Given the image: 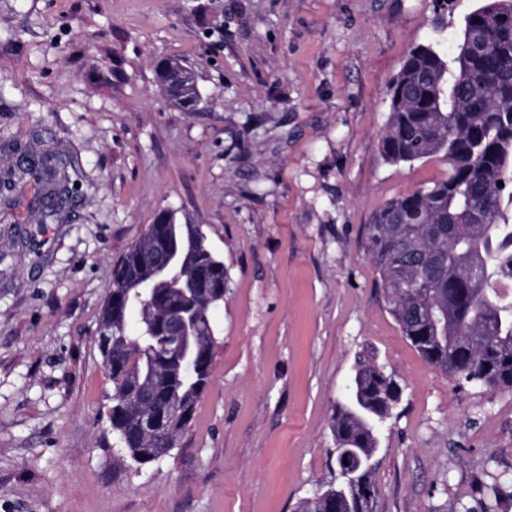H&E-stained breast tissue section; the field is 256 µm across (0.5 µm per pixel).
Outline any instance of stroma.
Wrapping results in <instances>:
<instances>
[{
  "instance_id": "stroma-1",
  "label": "stroma",
  "mask_w": 512,
  "mask_h": 512,
  "mask_svg": "<svg viewBox=\"0 0 512 512\" xmlns=\"http://www.w3.org/2000/svg\"><path fill=\"white\" fill-rule=\"evenodd\" d=\"M479 4L0 0V181L12 142L79 174L44 224L36 183L0 194V512H294L336 478L333 406L360 357L402 390L375 512H512V391L428 363L365 248L376 211L448 173L383 159L388 87ZM164 57L194 70L197 111L161 89ZM164 210L201 225L229 289L193 420L140 465L93 336L113 267Z\"/></svg>"
}]
</instances>
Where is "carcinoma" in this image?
Segmentation results:
<instances>
[{"label":"carcinoma","instance_id":"1","mask_svg":"<svg viewBox=\"0 0 512 512\" xmlns=\"http://www.w3.org/2000/svg\"><path fill=\"white\" fill-rule=\"evenodd\" d=\"M389 120L381 153L391 164L441 156L446 179L386 203L366 228L388 310L403 336L445 374L489 388L512 390V0H483L464 19L452 55L434 41L409 51L389 89ZM41 183L39 223L59 218L73 181L62 156L26 146L8 183ZM170 264L156 273V248ZM139 269L144 280L127 271ZM204 272L210 291L195 288ZM224 261L206 244L201 225L175 222L163 211L112 270L117 303L101 320L125 329L100 351L112 381L109 422L131 460L147 464L167 455L211 374L215 334L211 312L224 301ZM192 310V332L181 355H162L165 321ZM400 388L375 364L356 363L348 396L336 403L331 433L336 470L353 465L342 448L363 456L377 448L376 424L390 416ZM165 407L173 432L157 440L138 431V417ZM348 464H343V460ZM297 512H336L326 489Z\"/></svg>","mask_w":512,"mask_h":512}]
</instances>
